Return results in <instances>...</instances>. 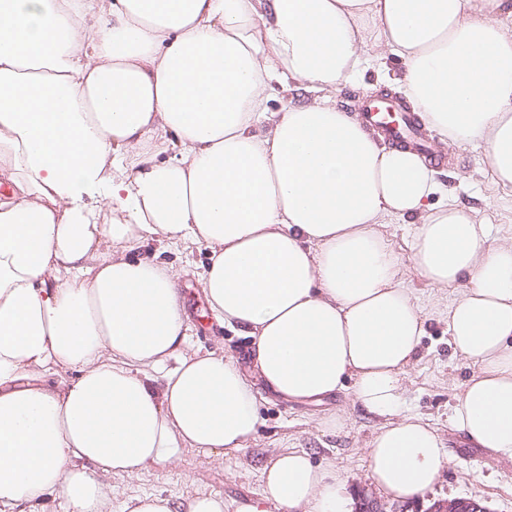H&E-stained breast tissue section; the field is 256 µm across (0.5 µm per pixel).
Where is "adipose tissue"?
Wrapping results in <instances>:
<instances>
[{
	"mask_svg": "<svg viewBox=\"0 0 512 512\" xmlns=\"http://www.w3.org/2000/svg\"><path fill=\"white\" fill-rule=\"evenodd\" d=\"M369 71L442 144L481 142L512 190V0H0V512L53 494L112 512V477L255 437L246 373L190 350L178 272L133 257L151 242L207 249L209 308L252 338L275 394L352 384L383 420L370 476L410 501L447 461L402 399L427 317L381 227L412 220V265L453 289L449 345L479 367L452 419L512 460V242L436 204L430 159L336 105ZM276 83L296 100L273 112ZM98 193L106 224L84 203ZM261 480L237 512H351L345 479L307 453L274 454ZM224 509L142 494L122 512Z\"/></svg>",
	"mask_w": 512,
	"mask_h": 512,
	"instance_id": "obj_1",
	"label": "adipose tissue"
}]
</instances>
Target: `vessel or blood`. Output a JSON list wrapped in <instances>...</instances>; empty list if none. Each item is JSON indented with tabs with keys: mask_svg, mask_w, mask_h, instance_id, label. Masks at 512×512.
<instances>
[{
	"mask_svg": "<svg viewBox=\"0 0 512 512\" xmlns=\"http://www.w3.org/2000/svg\"><path fill=\"white\" fill-rule=\"evenodd\" d=\"M357 110L363 123L383 135L389 143L431 153V146L401 104L366 99L358 104Z\"/></svg>",
	"mask_w": 512,
	"mask_h": 512,
	"instance_id": "1",
	"label": "vessel or blood"
}]
</instances>
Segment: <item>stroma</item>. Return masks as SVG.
Wrapping results in <instances>:
<instances>
[{"instance_id":"stroma-1","label":"stroma","mask_w":512,"mask_h":512,"mask_svg":"<svg viewBox=\"0 0 512 512\" xmlns=\"http://www.w3.org/2000/svg\"><path fill=\"white\" fill-rule=\"evenodd\" d=\"M441 154L437 178L449 198L472 206L478 219L488 223L492 238L512 239V191L494 188L490 183L482 145L448 147ZM383 233L406 271L405 287L428 314L427 332L415 361L404 374L403 398L407 407L429 418L451 453L449 467L443 469L433 488L420 499L401 503L382 497L372 486L366 445L379 421L353 405L350 390L336 392L321 403H305L281 398L258 380L254 389L263 424L248 448L229 450L220 457L188 449L176 465L149 471L136 479L113 478L112 512H121L128 497L144 493H159L177 501L201 493L215 494L230 507H237L259 497L260 470L279 450L307 452L317 463L332 461L348 477L351 497L368 495L380 501L386 512H427L434 501L462 497L482 500L489 512H512V460L475 447L452 422L455 397L478 368L453 355L447 325L432 313L437 290L412 267L413 227L391 224ZM168 257L181 270L178 286L195 349L203 353L224 351L243 371H250L251 337L220 325L207 304L200 278L207 261L205 251L181 245L172 248ZM332 413L343 417L342 425L333 433L322 427L323 419Z\"/></svg>"}]
</instances>
